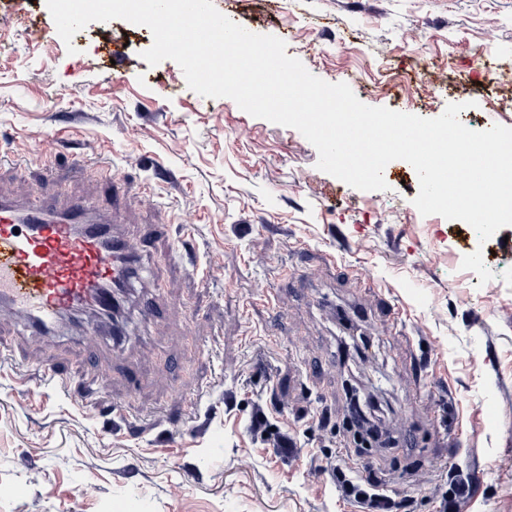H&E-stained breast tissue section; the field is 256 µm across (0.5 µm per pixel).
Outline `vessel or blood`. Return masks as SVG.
I'll return each instance as SVG.
<instances>
[{
    "instance_id": "obj_1",
    "label": "vessel or blood",
    "mask_w": 512,
    "mask_h": 512,
    "mask_svg": "<svg viewBox=\"0 0 512 512\" xmlns=\"http://www.w3.org/2000/svg\"><path fill=\"white\" fill-rule=\"evenodd\" d=\"M129 257L111 215L85 198L62 209L0 198V315L40 336L72 311L110 308Z\"/></svg>"
}]
</instances>
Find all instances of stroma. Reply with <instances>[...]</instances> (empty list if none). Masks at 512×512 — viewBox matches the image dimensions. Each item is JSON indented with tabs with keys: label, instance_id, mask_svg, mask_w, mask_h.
<instances>
[{
	"label": "stroma",
	"instance_id": "stroma-1",
	"mask_svg": "<svg viewBox=\"0 0 512 512\" xmlns=\"http://www.w3.org/2000/svg\"><path fill=\"white\" fill-rule=\"evenodd\" d=\"M213 3L366 105L435 118L461 103L470 129L512 128V0ZM11 16L0 151L48 162L1 171L0 192L115 206L143 279L122 305L130 340L95 354L88 313L48 343L0 324V512H348L332 468L357 461L409 512H441L462 476L457 512H512V226L473 265L462 222L414 206L408 162L389 163L387 190L354 189L296 129L149 65L151 31L93 22L67 45L46 0ZM157 288L190 304L163 340L141 305ZM356 397L378 404L369 448L352 443Z\"/></svg>",
	"mask_w": 512,
	"mask_h": 512
}]
</instances>
